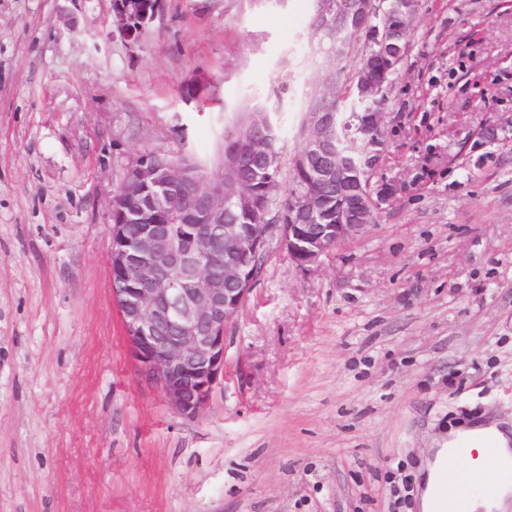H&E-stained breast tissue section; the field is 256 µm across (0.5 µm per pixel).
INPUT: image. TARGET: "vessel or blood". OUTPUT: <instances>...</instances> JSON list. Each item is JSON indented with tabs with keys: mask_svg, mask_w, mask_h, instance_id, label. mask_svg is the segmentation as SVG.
Listing matches in <instances>:
<instances>
[{
	"mask_svg": "<svg viewBox=\"0 0 512 512\" xmlns=\"http://www.w3.org/2000/svg\"><path fill=\"white\" fill-rule=\"evenodd\" d=\"M499 493V486L484 484L476 472L447 467L438 475L432 512H474L476 501L494 499Z\"/></svg>",
	"mask_w": 512,
	"mask_h": 512,
	"instance_id": "b4317fda",
	"label": "vessel or blood"
}]
</instances>
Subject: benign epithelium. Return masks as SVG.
Wrapping results in <instances>:
<instances>
[{
    "instance_id": "7a95c632",
    "label": "benign epithelium",
    "mask_w": 512,
    "mask_h": 512,
    "mask_svg": "<svg viewBox=\"0 0 512 512\" xmlns=\"http://www.w3.org/2000/svg\"><path fill=\"white\" fill-rule=\"evenodd\" d=\"M415 9L416 0H315L314 14L322 21L316 33L327 38L321 54L335 66L325 72V91L304 117L295 161L311 178L336 191L333 223H319V195L300 190L286 224L264 219L259 224H226L225 211L253 214L265 210L267 202L248 187L226 197L220 176L200 174L193 191L180 200V210L188 217L203 210L205 223L163 224L166 189L182 182L183 175L176 166L161 170L146 157L131 166L120 189L124 196L148 203L136 213L135 235H129L123 220H114L113 202H108L112 296L125 339L139 370L159 386L175 414L198 417L224 377V330L244 305L270 239L277 238L288 258L307 271L342 242L362 234L373 225L375 214L394 201L396 185L377 177L385 113H363L358 128L350 122V131L341 136L332 90L340 83L349 47L368 29L375 41L397 48L383 78L359 72L362 93L375 99L386 96L405 56ZM225 136L224 175L239 183L246 164L267 155L275 128L269 113L254 107L247 121L226 126ZM221 239L222 252L216 248Z\"/></svg>"
}]
</instances>
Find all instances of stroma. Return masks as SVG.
<instances>
[{
	"instance_id": "stroma-1",
	"label": "stroma",
	"mask_w": 512,
	"mask_h": 512,
	"mask_svg": "<svg viewBox=\"0 0 512 512\" xmlns=\"http://www.w3.org/2000/svg\"><path fill=\"white\" fill-rule=\"evenodd\" d=\"M313 0H0V512H420L437 437L512 423V0H418L378 222L301 271L270 242L186 420L112 300L108 200L145 149L218 169L224 115L309 100ZM497 130V140L483 136ZM137 2L134 5L129 7V28L136 33L134 40H129L124 38L119 31V35L126 41H130V43H135L139 40L142 32L145 30L147 25L150 23V19L154 16L156 9L158 13L162 10L163 3L159 1H133ZM149 15V18L146 22H142V18L145 14Z\"/></svg>"
}]
</instances>
